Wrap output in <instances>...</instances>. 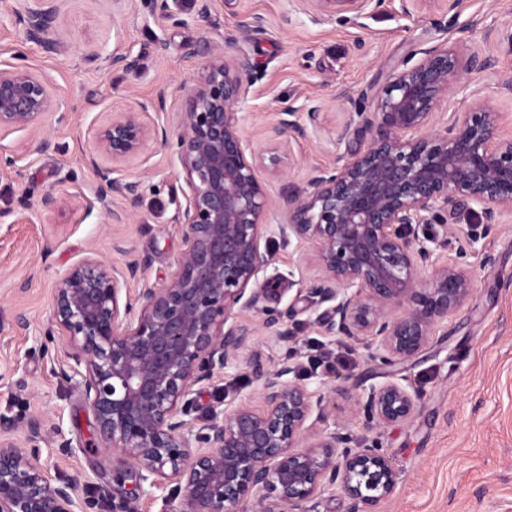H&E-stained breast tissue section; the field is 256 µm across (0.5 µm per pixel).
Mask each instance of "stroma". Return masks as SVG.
<instances>
[{
	"label": "stroma",
	"instance_id": "stroma-1",
	"mask_svg": "<svg viewBox=\"0 0 512 512\" xmlns=\"http://www.w3.org/2000/svg\"><path fill=\"white\" fill-rule=\"evenodd\" d=\"M26 5L27 0H0V64L20 63L47 77L66 103L68 118L47 123L42 134L16 132L5 139L18 151L20 170L0 171V418L19 436L30 419L45 420L51 432L40 448L39 466L88 489L98 512H108L111 500L121 498L134 501L138 512H161L168 488L141 486L133 469L99 449L78 366L66 338L51 330L50 315L56 282L88 255L116 266L132 254L147 257L140 287H163L185 249L174 216L185 202L186 185L170 151L150 144L125 166L128 178L142 181L143 197L129 208L125 223H113L109 205L97 198L99 183L87 161L91 127L141 102L149 106L150 121L168 124L184 84L204 63L200 47L208 40L229 53L245 51L254 65L242 106L246 138L267 145L280 110L307 102L322 104L323 128L329 131L351 109L339 96L342 88L384 85L413 50L462 38L469 51L493 62L474 75L472 85L501 112L508 132L512 89L502 79L512 75V50L497 34L512 31V0H461L456 26L445 32L436 27L440 13L429 0L414 18L400 16L394 0H386L359 24L345 13L316 22L302 0H225L210 27L195 20L192 0H182L180 25L163 18L154 0H127L117 14L110 0H64L52 24V53L27 40L20 20ZM246 15L260 22L244 33L239 24ZM115 50L138 55L137 69L98 68L85 60L86 53L106 56ZM44 136L53 143L46 152L37 148ZM334 160L325 139L291 143L284 174L264 176L273 200L270 222L279 221L288 198L304 194L312 168ZM48 191L62 200L53 212L38 206ZM460 225L479 237L467 257L477 297L454 319L452 331L435 337L403 371L422 391L423 408L378 434L398 474L396 491L381 512H512V217L487 227L471 215ZM487 252L494 258L488 265L482 262ZM311 263V253L276 250L268 270L278 278L276 287L260 293L246 318L257 326L262 310L291 311L298 332L294 346L269 342L259 330L252 356L197 386L193 418L256 399L255 369L274 368L289 356L303 365L314 350L343 357L353 380L376 384L390 378V371L367 363L352 340L320 334V309L301 282ZM63 443L69 454H61Z\"/></svg>",
	"mask_w": 512,
	"mask_h": 512
}]
</instances>
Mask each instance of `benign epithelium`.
<instances>
[{
  "instance_id": "obj_1",
  "label": "benign epithelium",
  "mask_w": 512,
  "mask_h": 512,
  "mask_svg": "<svg viewBox=\"0 0 512 512\" xmlns=\"http://www.w3.org/2000/svg\"><path fill=\"white\" fill-rule=\"evenodd\" d=\"M23 18L27 40L57 50L51 24L61 0H30ZM318 21L340 13L371 14L385 0H309ZM166 18L179 21L181 0H156ZM196 18L214 24L217 0H195ZM206 62L183 87L174 113V162L183 173L186 204L178 208L186 248L162 288L131 294L147 261L123 267L94 256L75 263L56 283L52 321L67 337L105 449L131 465L151 488L174 485L165 512H320L341 493L345 512H376L395 491L392 458L373 438L355 440L351 426L402 424L422 408L420 392L390 379L357 384L355 411L330 418L329 393L350 375L334 372L312 388L285 359L256 370L260 405L246 400L211 410L197 425L185 419L193 388L245 358L251 331L234 320L252 310L273 264L271 243L313 251L316 271L307 293L318 306L324 336L350 339L378 367L412 360L469 306L476 294L464 262L475 238L455 255L419 236L423 224L446 235L463 212L497 224L512 215V135L500 130V113L470 88L471 75L491 59L441 42L414 51L418 60L395 69L373 92L343 88L339 97L370 99L335 125L329 143L336 166L315 169L308 190L288 200L281 221L268 222L272 201L258 176L282 171L280 147L322 129V105L281 110L269 129L271 146L248 141L238 110L246 100L253 64L247 54L204 44ZM110 69L131 71L129 52L104 57ZM465 93L468 110L451 116L439 102ZM48 80L25 66L0 67V135L39 129L47 117H68ZM145 104L115 112L91 131L88 156L105 195L134 206L142 183L122 174L150 141L169 144L164 127L143 119ZM15 150L0 144V169L22 175ZM262 326L278 343L297 336L290 315L265 311ZM0 423V512H80L92 506L78 486L36 464L46 438L43 423H27L16 439Z\"/></svg>"
}]
</instances>
